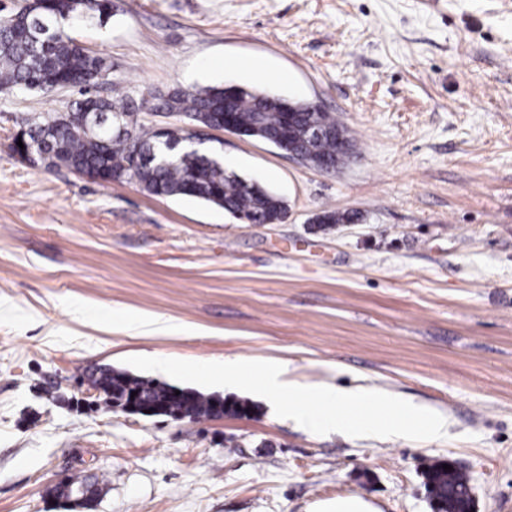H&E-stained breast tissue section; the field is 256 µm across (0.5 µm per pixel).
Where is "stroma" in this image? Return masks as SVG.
<instances>
[{
  "mask_svg": "<svg viewBox=\"0 0 512 512\" xmlns=\"http://www.w3.org/2000/svg\"><path fill=\"white\" fill-rule=\"evenodd\" d=\"M64 30L111 61L100 96L255 87L320 103L356 157L325 173L210 131L204 149L288 204L243 224L21 161L9 134L79 92L0 90V512H433L435 459L466 472L475 512H512V0H112ZM325 210L361 219L313 223ZM133 356L283 360L448 429L317 435L227 387L208 393L255 414H129L87 378ZM72 479L89 505L57 496Z\"/></svg>",
  "mask_w": 512,
  "mask_h": 512,
  "instance_id": "stroma-1",
  "label": "stroma"
}]
</instances>
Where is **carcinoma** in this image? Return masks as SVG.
<instances>
[{
    "label": "carcinoma",
    "instance_id": "1",
    "mask_svg": "<svg viewBox=\"0 0 512 512\" xmlns=\"http://www.w3.org/2000/svg\"><path fill=\"white\" fill-rule=\"evenodd\" d=\"M80 21L112 16V0H26L16 11L0 15V90L18 88L46 92L56 87L77 88L81 97L69 112L49 115L23 133V146L31 149V163L67 168L91 177L99 183L131 180L141 190L162 198L193 197L224 209L243 224H271L288 212L286 201L213 161L214 155L187 143L170 148L155 125L139 122L138 115L176 114L188 122L206 127L219 115L230 112L238 120L245 137L265 141L290 140L305 163L318 168L326 163L339 165L345 160L339 138L354 139L338 125L329 112L313 111L307 101L272 97L258 89L239 85L208 86L193 91L174 90L166 95H148L138 100L117 96L110 100L91 95L107 73V59L90 53L65 36L60 24L65 16ZM48 26L38 35L39 23ZM96 100L107 117L124 114L129 131L119 137L105 128L81 127L83 105ZM293 113L298 125L291 130L286 113ZM316 123L321 134L304 133V125ZM153 157L140 164L134 156ZM359 215L326 210L316 218L320 224H348ZM88 383L100 389L116 404L133 392L160 405L162 414L174 417L210 418L214 416L212 398L193 390L175 394L165 383L134 378L124 372L101 370L88 377ZM434 460L425 471L429 497L447 512L471 502L468 476L443 468Z\"/></svg>",
    "mask_w": 512,
    "mask_h": 512
}]
</instances>
